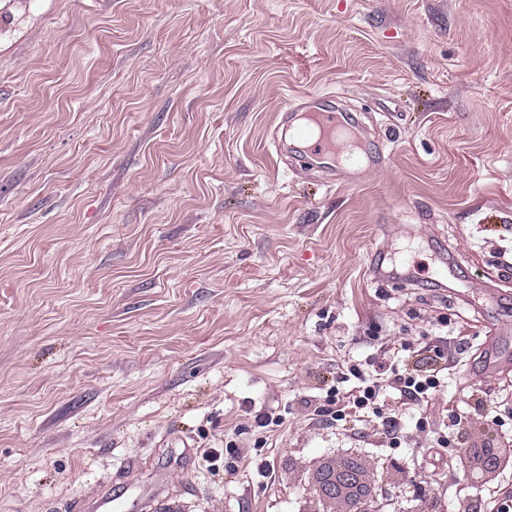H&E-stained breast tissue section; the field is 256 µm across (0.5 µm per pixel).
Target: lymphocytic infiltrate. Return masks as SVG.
Here are the masks:
<instances>
[{
	"instance_id": "f902f5d3",
	"label": "lymphocytic infiltrate",
	"mask_w": 512,
	"mask_h": 512,
	"mask_svg": "<svg viewBox=\"0 0 512 512\" xmlns=\"http://www.w3.org/2000/svg\"><path fill=\"white\" fill-rule=\"evenodd\" d=\"M425 360H417L416 350L404 341L383 354H370L365 361L342 365L339 385L328 392L323 405L314 408L317 416L331 415L334 421L381 424L383 439L399 447L427 437L433 449L452 447L454 431L469 416L466 407L446 412L445 429L431 427L425 412L440 392L455 366L454 355L444 346H426Z\"/></svg>"
}]
</instances>
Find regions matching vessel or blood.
Segmentation results:
<instances>
[{
	"label": "vessel or blood",
	"instance_id": "obj_1",
	"mask_svg": "<svg viewBox=\"0 0 512 512\" xmlns=\"http://www.w3.org/2000/svg\"><path fill=\"white\" fill-rule=\"evenodd\" d=\"M350 118L349 112L337 109L332 95L291 104L280 114L272 144L277 154L292 160L309 156L329 179L355 184L365 173L383 167L385 153L382 145L369 140L340 151L339 140L352 132ZM141 499V492L135 490L124 497L105 491L78 503L77 508L79 512H137Z\"/></svg>",
	"mask_w": 512,
	"mask_h": 512
}]
</instances>
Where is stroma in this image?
I'll return each instance as SVG.
<instances>
[{
	"label": "stroma",
	"instance_id": "stroma-1",
	"mask_svg": "<svg viewBox=\"0 0 512 512\" xmlns=\"http://www.w3.org/2000/svg\"><path fill=\"white\" fill-rule=\"evenodd\" d=\"M328 93L387 146L356 185L270 140ZM442 319L482 390L446 457L313 415L344 360ZM493 332L512 337V0H0V512L162 470L142 512H299L345 448L400 465L383 512H489L512 470L477 485L459 457L512 440ZM230 440L233 466L202 458Z\"/></svg>",
	"mask_w": 512,
	"mask_h": 512
}]
</instances>
